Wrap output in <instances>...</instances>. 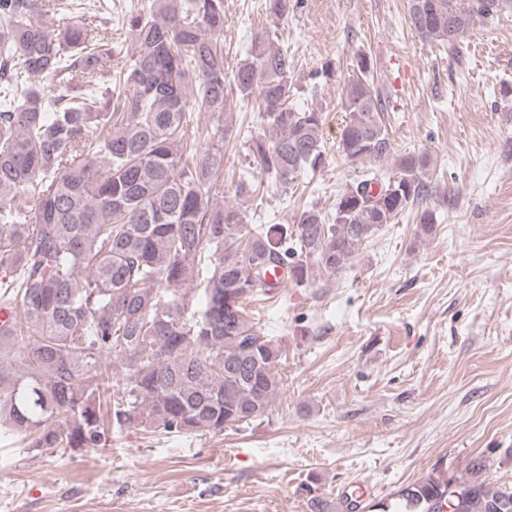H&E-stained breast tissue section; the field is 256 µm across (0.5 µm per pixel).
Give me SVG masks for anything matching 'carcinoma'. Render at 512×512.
<instances>
[{
    "mask_svg": "<svg viewBox=\"0 0 512 512\" xmlns=\"http://www.w3.org/2000/svg\"><path fill=\"white\" fill-rule=\"evenodd\" d=\"M466 2L409 0V26L458 58L478 22L512 6ZM298 7L263 3L276 25ZM224 23V0H145L126 17L132 48L114 75L112 0L87 17L53 0H0V424L32 451H95L114 430L216 434L263 421L286 357L247 311L276 289L267 275L279 268L295 287L334 277L408 211L421 235L436 231L431 157L394 147L365 54L337 136L362 179L334 212L247 224L240 207L217 204L233 92L257 104L256 168L285 187L326 161L324 114L289 104L294 56L265 30L228 74ZM198 112L211 119L203 131ZM397 497L380 512H512V489L475 472L429 474Z\"/></svg>",
    "mask_w": 512,
    "mask_h": 512,
    "instance_id": "carcinoma-1",
    "label": "carcinoma"
}]
</instances>
